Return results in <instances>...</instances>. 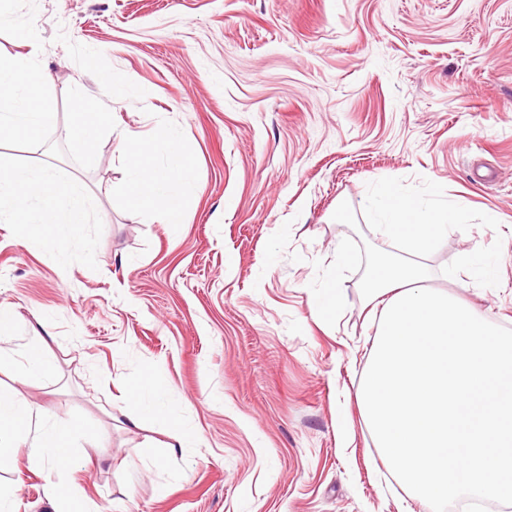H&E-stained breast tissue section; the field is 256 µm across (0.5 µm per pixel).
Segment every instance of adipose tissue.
<instances>
[{
    "label": "adipose tissue",
    "instance_id": "ef3b65f1",
    "mask_svg": "<svg viewBox=\"0 0 512 512\" xmlns=\"http://www.w3.org/2000/svg\"><path fill=\"white\" fill-rule=\"evenodd\" d=\"M26 53L0 54V147L21 143L38 147L41 136L54 121L53 103L43 92L45 78L37 59L40 43L28 37ZM129 201L145 216L162 213L166 223L183 221L181 200L185 189L194 185L195 168L180 147L181 137L166 131L145 141L134 132L125 133ZM167 159V169H157V155ZM84 186L76 180L61 181L50 169L0 160V222L16 224L53 241H66L76 234L85 214L66 208L64 201L79 198ZM125 417L135 428L145 420H170L175 416L166 388L154 377L143 375L140 383L125 391ZM81 423L59 429L46 426L31 429L26 402L16 393L0 390V462H18L21 445L50 464L68 461Z\"/></svg>",
    "mask_w": 512,
    "mask_h": 512
}]
</instances>
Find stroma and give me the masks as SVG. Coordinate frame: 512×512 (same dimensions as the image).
I'll return each instance as SVG.
<instances>
[{
    "instance_id": "35a3bbf8",
    "label": "stroma",
    "mask_w": 512,
    "mask_h": 512,
    "mask_svg": "<svg viewBox=\"0 0 512 512\" xmlns=\"http://www.w3.org/2000/svg\"><path fill=\"white\" fill-rule=\"evenodd\" d=\"M0 53L41 45L55 120L39 149L93 200L56 246L0 223L10 346L39 333L53 368L0 371L42 418L81 422L67 465L0 464L14 512H53L68 486L91 512H432L393 474L356 398L376 328L360 272L336 325L314 310V261L344 238L384 247L368 183L430 179L498 229L449 231L426 261L435 288L512 328V0H12ZM81 104L110 117L76 143ZM183 137L196 186L184 223L126 202L121 136ZM345 223H337V213ZM494 258L486 288L449 282ZM151 371L171 421L125 423L123 392ZM191 445L161 456L159 443Z\"/></svg>"
}]
</instances>
